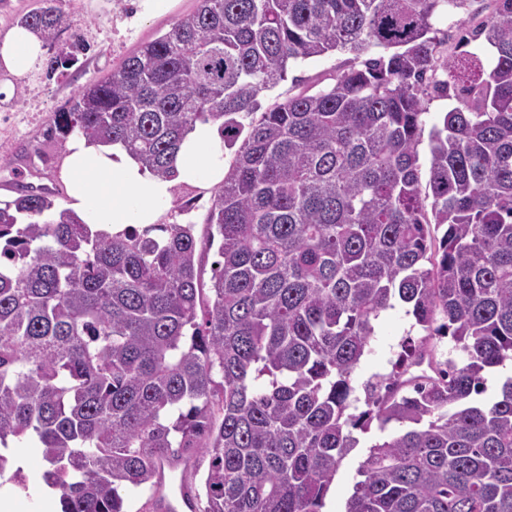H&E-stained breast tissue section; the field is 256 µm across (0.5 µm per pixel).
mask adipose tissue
<instances>
[{
    "label": "adipose tissue",
    "mask_w": 512,
    "mask_h": 512,
    "mask_svg": "<svg viewBox=\"0 0 512 512\" xmlns=\"http://www.w3.org/2000/svg\"><path fill=\"white\" fill-rule=\"evenodd\" d=\"M44 52L42 40L17 25L0 34V91L27 80ZM175 178L151 174L121 144L77 137L61 161L67 206L93 230L112 236L160 223L184 184L204 188L224 179V142L215 125L196 124L177 154Z\"/></svg>",
    "instance_id": "obj_1"
}]
</instances>
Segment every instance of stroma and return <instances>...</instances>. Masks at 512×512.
I'll list each match as a JSON object with an SVG mask.
<instances>
[{
	"label": "stroma",
	"instance_id": "35a3bbf8",
	"mask_svg": "<svg viewBox=\"0 0 512 512\" xmlns=\"http://www.w3.org/2000/svg\"><path fill=\"white\" fill-rule=\"evenodd\" d=\"M198 0H175L171 9L134 19L131 0H62L65 31L45 52L30 79L9 94H0V193L16 195L18 186L43 185L53 190L57 207H65V186L59 177L65 147L46 140L44 131L54 112L73 98L89 80L110 74L142 43L167 33L184 15L194 11ZM350 54L336 51L294 63L287 80L264 98L280 101L305 89L318 90L333 84L349 66ZM211 190H176L174 206L165 223H192L204 233L211 204ZM421 329L406 305L395 303L374 322V334L353 375L362 387L376 375L388 374L404 339L419 340ZM403 426H371L360 435L359 445L341 462L324 506L325 512H344L359 479L358 467L371 445L402 433Z\"/></svg>",
	"mask_w": 512,
	"mask_h": 512
}]
</instances>
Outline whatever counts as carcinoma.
Here are the masks:
<instances>
[{
    "label": "carcinoma",
    "instance_id": "carcinoma-1",
    "mask_svg": "<svg viewBox=\"0 0 512 512\" xmlns=\"http://www.w3.org/2000/svg\"><path fill=\"white\" fill-rule=\"evenodd\" d=\"M20 25L54 42L58 0ZM54 112L46 136L122 143L175 176L186 133L235 149L195 225L91 232L26 186L0 207V447L28 438L60 512H129L163 462L208 460L200 512H322L372 422L345 512H512V0L443 54L432 19L470 0H198ZM373 47L396 49L361 59ZM360 67L261 110L291 64ZM431 95L454 98L418 146ZM399 300L424 332L392 371L352 375ZM449 336L461 363L437 358ZM405 430V426L399 423H390L385 430H380L378 424L373 422L369 432L363 434L359 431L355 435L360 442L340 463L335 479L331 485L323 511L342 512L348 498L354 491V485L362 478L358 475V467L366 457L369 447L378 441L398 435Z\"/></svg>",
    "mask_w": 512,
    "mask_h": 512
}]
</instances>
